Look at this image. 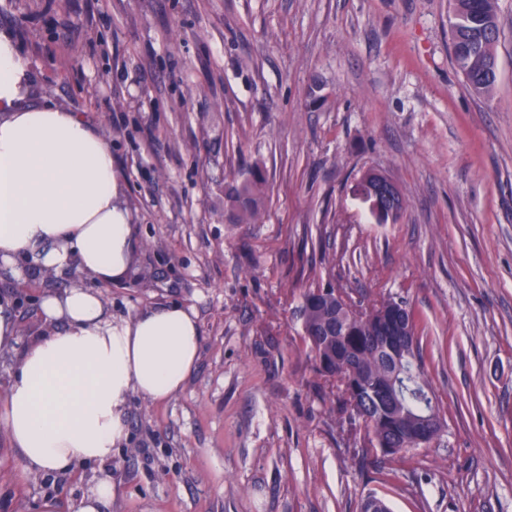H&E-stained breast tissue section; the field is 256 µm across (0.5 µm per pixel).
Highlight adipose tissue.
<instances>
[{"label":"adipose tissue","instance_id":"obj_1","mask_svg":"<svg viewBox=\"0 0 512 512\" xmlns=\"http://www.w3.org/2000/svg\"><path fill=\"white\" fill-rule=\"evenodd\" d=\"M112 139L41 93L14 33L0 28V268L77 266L104 283L128 276L138 250ZM51 332L20 344L9 297H0V351L22 345L0 428L23 476L100 465L68 512H110L105 469L128 438L132 394L166 401L184 387L199 355L193 309L148 307L117 321L101 295L76 283L42 297Z\"/></svg>","mask_w":512,"mask_h":512}]
</instances>
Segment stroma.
I'll return each instance as SVG.
<instances>
[{
  "label": "stroma",
  "mask_w": 512,
  "mask_h": 512,
  "mask_svg": "<svg viewBox=\"0 0 512 512\" xmlns=\"http://www.w3.org/2000/svg\"><path fill=\"white\" fill-rule=\"evenodd\" d=\"M498 79L468 88L448 0H0L44 94L112 135L140 248L96 283L113 319L176 303L201 327L177 396H131L112 512H512V0ZM265 205L227 192L254 168ZM374 169L405 207L353 194ZM413 308L446 431L371 448L303 340L305 289ZM93 473L23 478L0 512L69 504ZM265 177L259 168L252 171L251 178L230 189L228 198L237 217H252L263 202Z\"/></svg>",
  "instance_id": "obj_1"
}]
</instances>
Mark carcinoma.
<instances>
[{
  "instance_id": "cac0c4a2",
  "label": "carcinoma",
  "mask_w": 512,
  "mask_h": 512,
  "mask_svg": "<svg viewBox=\"0 0 512 512\" xmlns=\"http://www.w3.org/2000/svg\"><path fill=\"white\" fill-rule=\"evenodd\" d=\"M449 28L454 65L471 89L489 92L497 82L493 51L500 33L497 0H451ZM264 184L257 168L250 179L230 189L228 198L237 217L255 215L263 202ZM400 305L411 331H416L415 314L407 302L382 298L365 305L330 284L305 290L300 308L304 338L319 373L336 381L350 422L363 427L372 447L380 449L419 417L439 415L425 379L418 336H410L411 358L402 365L407 376H400L386 351L384 327L372 317ZM351 368L357 369L361 394L350 397L343 376Z\"/></svg>"
}]
</instances>
